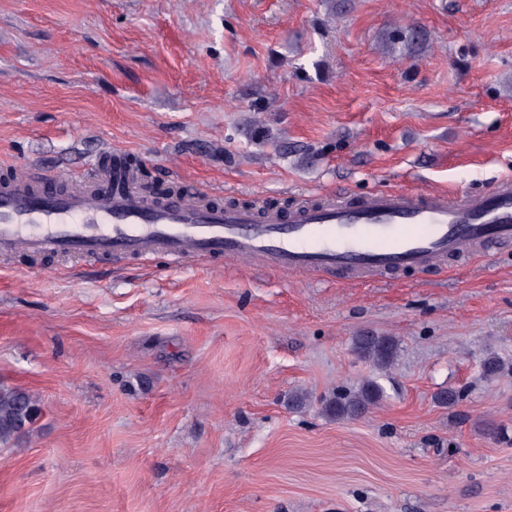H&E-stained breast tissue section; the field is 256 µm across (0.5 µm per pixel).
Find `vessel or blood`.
Masks as SVG:
<instances>
[{"mask_svg":"<svg viewBox=\"0 0 512 512\" xmlns=\"http://www.w3.org/2000/svg\"><path fill=\"white\" fill-rule=\"evenodd\" d=\"M512 242V181L456 198L389 189L282 212L213 194L147 192L137 169L93 163L79 177L17 166L0 179V255L183 263L225 257L280 271L357 277L420 272Z\"/></svg>","mask_w":512,"mask_h":512,"instance_id":"vessel-or-blood-1","label":"vessel or blood"}]
</instances>
